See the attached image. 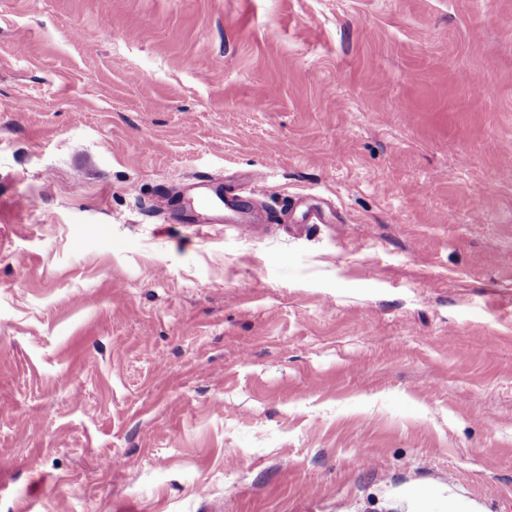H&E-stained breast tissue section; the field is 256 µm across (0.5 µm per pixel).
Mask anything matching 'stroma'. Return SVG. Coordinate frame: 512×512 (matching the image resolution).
Segmentation results:
<instances>
[{"label": "stroma", "instance_id": "35a3bbf8", "mask_svg": "<svg viewBox=\"0 0 512 512\" xmlns=\"http://www.w3.org/2000/svg\"><path fill=\"white\" fill-rule=\"evenodd\" d=\"M0 512H512V0H0Z\"/></svg>", "mask_w": 512, "mask_h": 512}]
</instances>
